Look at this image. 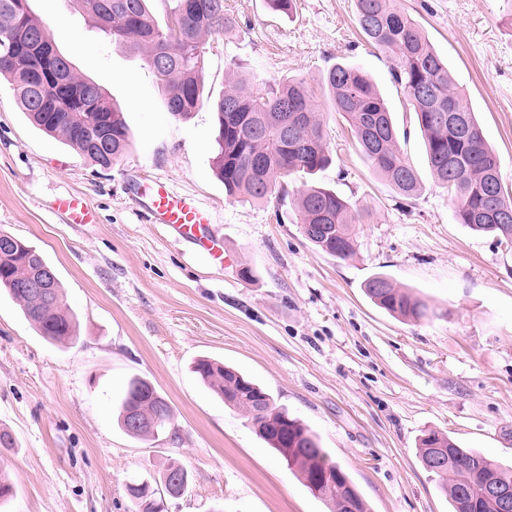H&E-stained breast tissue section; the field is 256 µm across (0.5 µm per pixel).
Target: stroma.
<instances>
[{
	"label": "stroma",
	"instance_id": "obj_1",
	"mask_svg": "<svg viewBox=\"0 0 512 512\" xmlns=\"http://www.w3.org/2000/svg\"><path fill=\"white\" fill-rule=\"evenodd\" d=\"M447 60L512 187V0H397ZM55 47L121 108L130 146L103 170L35 127L0 83V232L35 246L77 318L75 342L39 336L0 290V447L15 494L0 512H132L126 485L189 475L167 512H328L246 418L192 371L209 356L234 366L300 418L351 476L371 512H449L416 447L428 430L512 465V246L455 223L391 63L360 40L354 0H225L239 31L205 49L202 105L168 112L142 55L113 44L70 0H30ZM358 65L392 112L422 190L406 199L377 175L333 112L322 76ZM303 79L315 92L332 162L314 177L356 203L357 252L334 259L301 233L288 195H225L215 177L211 103L228 83ZM195 198L216 219V261L155 223L151 180ZM80 197L94 223L53 207ZM383 273L412 288L434 318L409 322L373 305ZM148 379L174 424L155 440L117 422L129 377Z\"/></svg>",
	"mask_w": 512,
	"mask_h": 512
}]
</instances>
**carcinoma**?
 I'll return each mask as SVG.
<instances>
[{
  "mask_svg": "<svg viewBox=\"0 0 512 512\" xmlns=\"http://www.w3.org/2000/svg\"><path fill=\"white\" fill-rule=\"evenodd\" d=\"M93 19L96 28L123 49L140 53L154 73L169 112L187 116L201 102L204 44L208 36L237 30L236 18L224 0H173L168 21L159 26L149 8L151 0H68ZM356 22L365 42L392 62L390 74L400 87L408 111L415 115L426 143L427 163L438 186L448 192L453 217L472 231L512 242V220L489 218V185L497 187L500 202L512 208V194L503 183L500 161L487 145L475 113L465 102L448 63L436 52L419 24L395 5V0H355ZM53 46L46 23L34 18L29 0H0V77L8 80L18 105L46 134L70 146L102 168H110L125 153L129 133L121 110L96 83L74 70L71 60ZM325 87L333 111L349 123L356 143L371 167L401 195L421 190L418 173L398 143L393 117L371 79L357 66L331 67ZM454 106L465 125L454 127L433 118ZM218 133L213 168L234 197L261 201L280 180L296 173L314 175L330 164L323 124L313 92L302 79L273 85L236 82L212 103ZM298 113L301 123L293 137L277 125L282 113ZM301 226L317 224L320 232L306 239L325 254L348 260L356 254L352 226L360 213L336 191L310 185L296 197ZM45 264L32 246L19 242L0 254V288L7 290L23 313L51 343L76 339V319L64 303L59 281L44 299L21 284L35 277ZM378 307L408 321H421L435 312L410 288L377 273L364 285ZM193 371L224 404L242 412L255 433L274 448L329 512H370L357 486L341 466L321 448L317 436L273 395L224 364L204 358ZM138 408L151 421L135 427L127 413ZM118 422L131 437L151 440L173 422L168 401L154 385L139 376L128 379L119 405ZM442 454L447 464L433 472L448 497L452 512H498L486 496L490 479L512 486V466L493 462L473 448H462L447 434L428 431L419 439L418 457L429 467ZM154 477L138 480L126 490L134 512H165Z\"/></svg>",
  "mask_w": 512,
  "mask_h": 512,
  "instance_id": "1",
  "label": "carcinoma"
}]
</instances>
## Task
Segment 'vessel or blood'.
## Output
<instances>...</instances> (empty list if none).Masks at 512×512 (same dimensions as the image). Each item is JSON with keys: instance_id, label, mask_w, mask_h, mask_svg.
I'll list each match as a JSON object with an SVG mask.
<instances>
[{"instance_id": "1", "label": "vessel or blood", "mask_w": 512, "mask_h": 512, "mask_svg": "<svg viewBox=\"0 0 512 512\" xmlns=\"http://www.w3.org/2000/svg\"><path fill=\"white\" fill-rule=\"evenodd\" d=\"M143 204L157 223L173 227L183 238L197 240L200 226L213 223L211 213L194 198L173 192L162 182L148 186L143 195ZM54 207L64 213L71 223L90 224L94 216L75 195H61L55 200Z\"/></svg>"}]
</instances>
